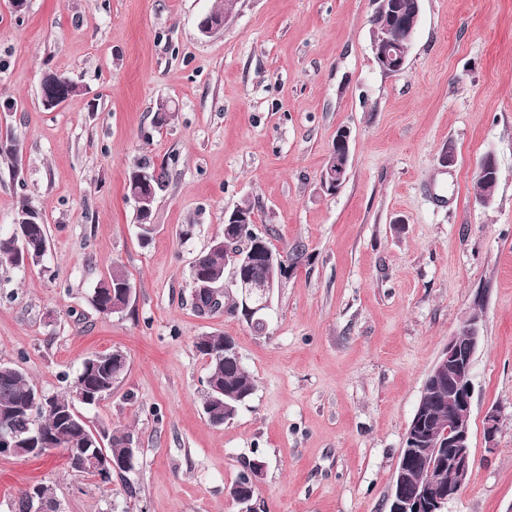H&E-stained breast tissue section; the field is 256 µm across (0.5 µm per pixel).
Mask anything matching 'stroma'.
<instances>
[{
	"mask_svg": "<svg viewBox=\"0 0 512 512\" xmlns=\"http://www.w3.org/2000/svg\"><path fill=\"white\" fill-rule=\"evenodd\" d=\"M27 3L0 0V143L18 148L0 155V228L28 199L48 252L0 269V362L59 394L86 357L124 351L127 374L82 413L132 430L138 450L108 486L57 451L0 456V512L35 483L61 512H384L425 377L476 311L477 464L446 512H512V0H422L398 74L374 59L376 0H239L209 36L197 23L212 0ZM48 70L82 87L55 110L39 99ZM163 100L177 117L160 128ZM342 127L350 169L330 193ZM486 155L499 181L483 204ZM145 158L167 168L146 245L125 198ZM245 201L276 247H305L261 333L192 307L191 262ZM115 261L135 290L105 316L90 295ZM203 333L231 337L256 383L221 426L202 408ZM255 459L254 495L237 503L228 489ZM350 147V130L347 128H340L336 135V140L334 143V147L332 149V152L335 153L340 158V162L337 156L330 153L325 162L323 172L328 170V168H335L338 162L339 164L336 167V172L329 170L328 173L324 172L321 177L322 186L327 191L335 192L343 185L345 172L347 171L346 174L348 173L347 166L348 160L350 158Z\"/></svg>",
	"mask_w": 512,
	"mask_h": 512,
	"instance_id": "obj_1",
	"label": "stroma"
}]
</instances>
